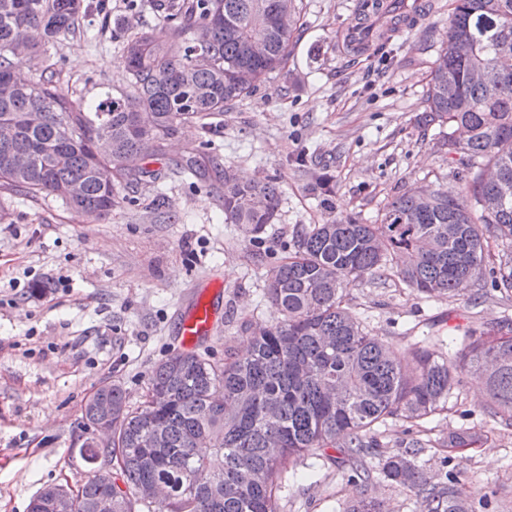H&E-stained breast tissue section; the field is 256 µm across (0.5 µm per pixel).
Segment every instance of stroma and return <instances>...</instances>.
<instances>
[{"instance_id": "obj_1", "label": "stroma", "mask_w": 512, "mask_h": 512, "mask_svg": "<svg viewBox=\"0 0 512 512\" xmlns=\"http://www.w3.org/2000/svg\"><path fill=\"white\" fill-rule=\"evenodd\" d=\"M80 37L49 46L59 82L85 104L127 87L123 42L129 28L157 25L151 0H90ZM357 0H297V38L288 60L256 91L212 118L209 132L187 128L146 160L132 200L95 221L53 196L0 185V512H29L48 486L72 489L93 472L80 454L91 437L83 406L101 384L123 385L138 402L153 367L182 351L178 318L211 283L223 286L218 330L194 352L220 359L244 351L243 322L270 323L268 266L291 255L298 230L327 220L381 223L387 204L414 185L459 192L466 180L438 125L419 121L432 63L445 44L452 0H404L412 26L377 27L359 47L344 44L357 25ZM207 142L210 163L243 180L281 187L277 219L262 242L226 223L213 181L167 174L169 158ZM164 197L172 224L152 211ZM347 299L368 335L406 353L436 336L448 355L464 330L512 318V297L485 286L475 300L429 298L392 273L348 285ZM483 385L462 378L448 409L425 422L428 439L477 426L484 441L465 450L428 447L419 465L433 483L464 473L476 512H512V427L492 420ZM365 494L387 512H419L408 488L319 455L284 464L277 512H346Z\"/></svg>"}]
</instances>
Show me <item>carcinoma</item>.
Wrapping results in <instances>:
<instances>
[{"instance_id": "1", "label": "carcinoma", "mask_w": 512, "mask_h": 512, "mask_svg": "<svg viewBox=\"0 0 512 512\" xmlns=\"http://www.w3.org/2000/svg\"><path fill=\"white\" fill-rule=\"evenodd\" d=\"M83 0H0V183L28 195H53L104 220L119 190L135 192L146 167L125 166L161 151L187 124L200 128L250 95L288 59L296 28L278 13H296V0H155L165 36L152 26L127 35L123 48L128 91L104 95L84 112L47 65L16 76L11 57H37L61 36L80 34ZM206 33L205 44L194 33ZM512 56V0H454L447 43L424 93L420 122L448 125V142L469 174L458 196L413 186L393 198L379 224L330 220L300 231L295 252L266 272L270 325L242 324L251 348L211 361L179 352L155 365L140 403L129 405L118 383L86 400L91 423L112 409V446L84 448L86 460L118 459L123 486L112 484V512H141L156 485L166 489L165 512H276L275 493L285 459L323 452L348 464L367 482L366 457L380 447L379 427L401 419L419 429L447 410L448 396L467 375L489 395L487 413L512 426V320L464 335L462 348L444 358L435 343L412 345L406 360L368 335L345 301L350 279L393 271L427 297H465L482 290L492 255L502 246L494 287L512 293V199H497L482 180L487 167L512 181V71L497 69ZM483 69L489 77L475 82ZM466 137L456 140L453 131ZM106 138L112 149L92 146ZM169 174L206 176L197 150L170 159ZM225 221L257 242L274 223L280 187L273 180L241 183L229 167L214 170ZM73 185L81 188L69 196ZM215 436L211 448L197 443ZM480 428L454 431L448 448L482 442ZM424 442L379 458L380 476L410 487L421 512H472L460 480L427 481L416 464ZM334 450L338 456L328 454ZM105 492L97 476L81 486L77 512H95Z\"/></svg>"}]
</instances>
